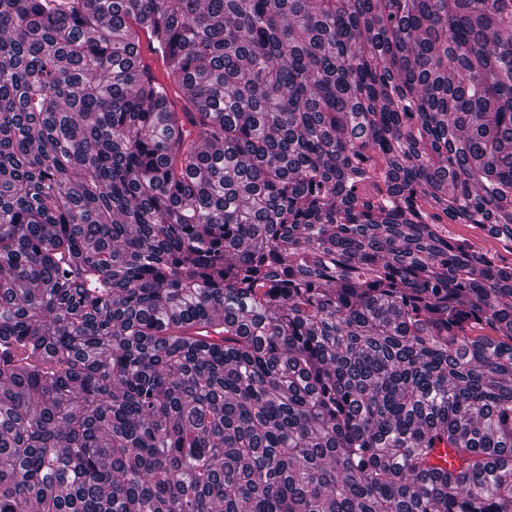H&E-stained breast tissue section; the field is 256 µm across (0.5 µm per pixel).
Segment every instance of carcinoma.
<instances>
[{"label": "carcinoma", "instance_id": "obj_1", "mask_svg": "<svg viewBox=\"0 0 512 512\" xmlns=\"http://www.w3.org/2000/svg\"><path fill=\"white\" fill-rule=\"evenodd\" d=\"M443 224L512 238V0H0V512H512Z\"/></svg>", "mask_w": 512, "mask_h": 512}]
</instances>
